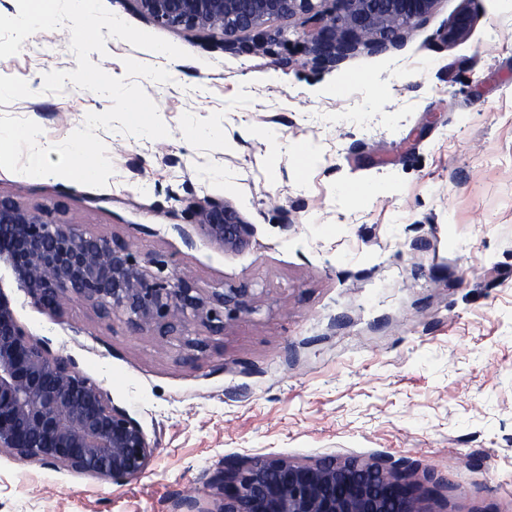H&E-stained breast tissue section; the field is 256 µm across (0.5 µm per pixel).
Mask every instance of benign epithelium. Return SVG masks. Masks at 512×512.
<instances>
[{
    "mask_svg": "<svg viewBox=\"0 0 512 512\" xmlns=\"http://www.w3.org/2000/svg\"><path fill=\"white\" fill-rule=\"evenodd\" d=\"M133 2L158 25L221 35L219 46L235 53L260 49L269 23L300 17L313 63L337 66L362 47L382 53L400 46L438 0H336L339 18L316 10L314 0ZM470 24V13L460 11L448 40L465 36ZM185 214L224 252L249 245L251 227L227 201L191 203ZM2 263L35 307L60 315L79 302L102 319L120 317L133 333L183 336L189 358L207 348L206 340L188 337L191 326L220 333L255 299L246 284L205 295L184 272L155 273L166 264L158 256L90 233L57 210L0 195ZM154 451L140 425L97 383L26 330L0 290V453L120 484L142 475ZM415 475L399 461L304 463L268 455L226 462L209 484L221 497L216 512H429Z\"/></svg>",
    "mask_w": 512,
    "mask_h": 512,
    "instance_id": "1",
    "label": "benign epithelium"
}]
</instances>
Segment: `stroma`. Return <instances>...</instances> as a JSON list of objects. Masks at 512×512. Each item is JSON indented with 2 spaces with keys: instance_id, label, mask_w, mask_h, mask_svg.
I'll list each match as a JSON object with an SVG mask.
<instances>
[{
  "instance_id": "obj_1",
  "label": "stroma",
  "mask_w": 512,
  "mask_h": 512,
  "mask_svg": "<svg viewBox=\"0 0 512 512\" xmlns=\"http://www.w3.org/2000/svg\"><path fill=\"white\" fill-rule=\"evenodd\" d=\"M183 59L111 38L90 59L166 68L139 78L170 135L97 129L114 167L106 186L0 169V194L64 211L116 237L203 292L248 284L254 310L188 359L179 336L130 334L73 303L37 309L0 267L19 321L100 385L156 451L118 485L0 454V512H173L190 494L220 498L221 462L281 455L403 460L430 470L428 512H512V0H439L400 47L314 65L299 19L254 53L210 49L156 25L133 0H103ZM472 24L448 40L460 10ZM68 29L27 38L0 58V112L57 144L107 111V96L45 73L76 69ZM220 140L194 135L209 124ZM361 186L376 194L359 197ZM222 199L252 224L249 246L185 242L189 202Z\"/></svg>"
}]
</instances>
